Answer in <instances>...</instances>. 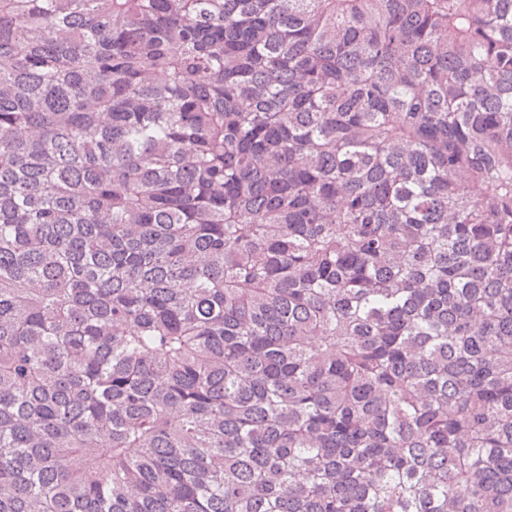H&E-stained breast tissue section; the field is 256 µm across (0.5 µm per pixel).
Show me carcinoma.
<instances>
[{
	"instance_id": "carcinoma-1",
	"label": "carcinoma",
	"mask_w": 512,
	"mask_h": 512,
	"mask_svg": "<svg viewBox=\"0 0 512 512\" xmlns=\"http://www.w3.org/2000/svg\"><path fill=\"white\" fill-rule=\"evenodd\" d=\"M0 512H512V0H0Z\"/></svg>"
}]
</instances>
